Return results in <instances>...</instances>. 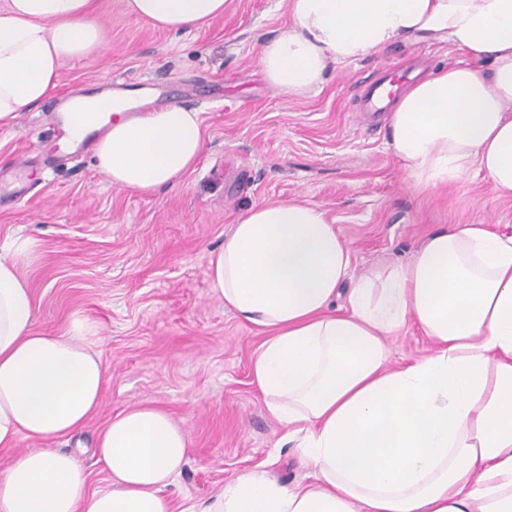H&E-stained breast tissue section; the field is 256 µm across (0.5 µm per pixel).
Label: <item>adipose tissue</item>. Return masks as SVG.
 Segmentation results:
<instances>
[{"label":"adipose tissue","mask_w":512,"mask_h":512,"mask_svg":"<svg viewBox=\"0 0 512 512\" xmlns=\"http://www.w3.org/2000/svg\"><path fill=\"white\" fill-rule=\"evenodd\" d=\"M166 31L223 15L225 0H124ZM290 25L263 44L279 93L316 89L329 66L398 42L449 43L467 66L411 86L389 117V148L424 187L483 171L512 195V0H289ZM92 0H0V128L55 90L66 62L104 47ZM489 70H480V62ZM96 133L100 172L149 193L177 186L205 150L199 112L137 115L110 95L72 99ZM32 239L0 243V448L82 429L106 381L85 316L60 335L32 329L20 269ZM211 291L267 338L254 362L268 412L288 426L315 480L249 471L197 512H512V235L483 224L431 233L409 261L354 276L336 225L300 201L253 204L209 256ZM345 296L344 313L334 302ZM417 322L434 354L393 368L388 337ZM111 480L88 492L68 455L28 451L0 475V512H172L164 490L186 464L181 427L140 404L97 442Z\"/></svg>","instance_id":"ef3b65f1"}]
</instances>
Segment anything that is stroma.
Returning <instances> with one entry per match:
<instances>
[{"instance_id":"1","label":"stroma","mask_w":512,"mask_h":512,"mask_svg":"<svg viewBox=\"0 0 512 512\" xmlns=\"http://www.w3.org/2000/svg\"><path fill=\"white\" fill-rule=\"evenodd\" d=\"M94 6L105 50L66 63L56 92L0 128V170L24 155L35 159L25 199L0 187V243L21 236L37 244L21 268L34 331L64 333L76 316L97 324L103 404L77 435L24 438L0 450V472L18 452L67 453L89 490L107 488L96 437L117 412L150 403L166 409L189 442L188 460L165 490L173 512H189L253 470L290 485L309 482L312 467L254 381L265 335L213 295L209 255L251 205L283 200L319 206L358 275L408 261L429 233L455 224L512 235V196L498 195L475 170L434 189L412 185L388 147L385 114L361 109L364 88L383 76L465 56L447 43L399 44L332 65L319 90L291 97L276 93L260 68L263 43L290 22L288 0H226L223 15L188 32L159 30L128 14L123 0ZM114 80L177 84L184 108L199 111L206 151L180 186L128 192L90 153L41 167L57 148L58 104ZM388 345L394 366L434 350L413 322Z\"/></svg>"}]
</instances>
